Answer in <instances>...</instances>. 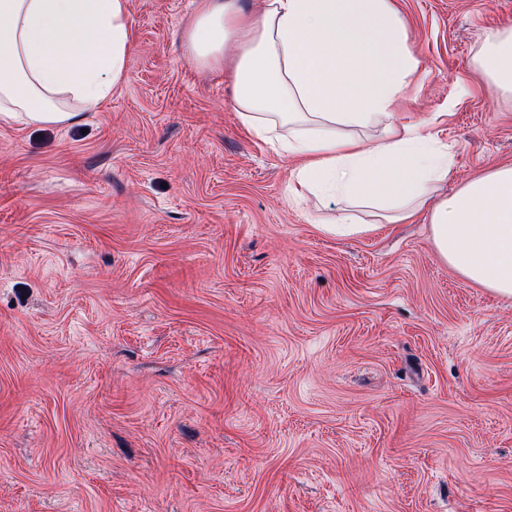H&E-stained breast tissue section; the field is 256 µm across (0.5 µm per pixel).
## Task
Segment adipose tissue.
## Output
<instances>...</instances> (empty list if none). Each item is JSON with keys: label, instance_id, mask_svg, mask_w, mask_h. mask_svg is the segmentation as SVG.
<instances>
[{"label": "adipose tissue", "instance_id": "1", "mask_svg": "<svg viewBox=\"0 0 512 512\" xmlns=\"http://www.w3.org/2000/svg\"><path fill=\"white\" fill-rule=\"evenodd\" d=\"M191 59L229 69L243 127L298 159L293 200L348 209L322 232L358 236L423 218L463 279L512 297V163L436 200L452 158L396 110L419 70L393 0H197ZM128 0H0V123L70 127L127 75ZM478 65L512 93V28L487 33ZM365 206L372 221L349 209Z\"/></svg>", "mask_w": 512, "mask_h": 512}]
</instances>
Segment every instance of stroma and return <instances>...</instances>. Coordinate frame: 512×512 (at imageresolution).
Here are the masks:
<instances>
[{
    "label": "stroma",
    "mask_w": 512,
    "mask_h": 512,
    "mask_svg": "<svg viewBox=\"0 0 512 512\" xmlns=\"http://www.w3.org/2000/svg\"><path fill=\"white\" fill-rule=\"evenodd\" d=\"M196 0H128L125 80L72 127L0 125V512H512V298L425 221L322 233ZM420 71L400 123L440 194L512 163L476 59L512 0H394Z\"/></svg>",
    "instance_id": "obj_1"
}]
</instances>
